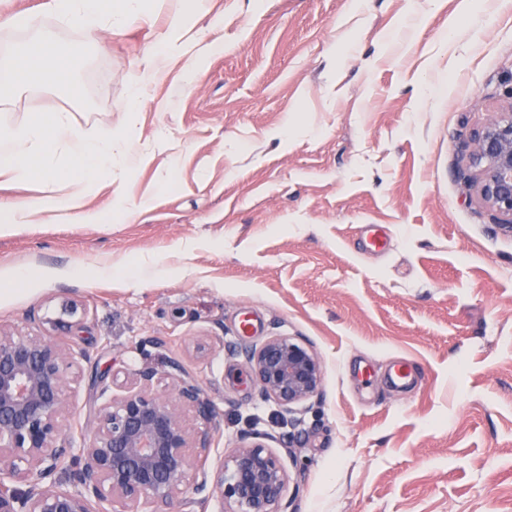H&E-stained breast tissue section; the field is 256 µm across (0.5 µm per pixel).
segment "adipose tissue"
Masks as SVG:
<instances>
[{"label": "adipose tissue", "mask_w": 512, "mask_h": 512, "mask_svg": "<svg viewBox=\"0 0 512 512\" xmlns=\"http://www.w3.org/2000/svg\"><path fill=\"white\" fill-rule=\"evenodd\" d=\"M46 7L62 23L81 29L90 39L104 26L121 28L149 16L147 0H120L110 10L103 9L102 0H47ZM62 52L78 58L84 47L76 43L62 49L49 35L33 34L0 59V85L21 89L68 83L62 69L53 64ZM73 136L74 128L65 112H51L17 128L0 126V180L25 182L39 172L58 187L57 195L52 197L0 202V235L48 218L71 224L87 221L85 184L111 174L113 167L125 164L127 158L116 152L112 137L85 138L80 142V175L59 172L51 166V157L56 151L68 149Z\"/></svg>", "instance_id": "obj_1"}]
</instances>
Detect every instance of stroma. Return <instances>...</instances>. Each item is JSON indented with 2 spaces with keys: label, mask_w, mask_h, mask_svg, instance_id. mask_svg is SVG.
<instances>
[{
  "label": "stroma",
  "mask_w": 512,
  "mask_h": 512,
  "mask_svg": "<svg viewBox=\"0 0 512 512\" xmlns=\"http://www.w3.org/2000/svg\"><path fill=\"white\" fill-rule=\"evenodd\" d=\"M44 3L0 15L85 42ZM170 21L101 30L81 98L0 89V124L63 110L137 156L89 184L96 222L0 235V325L90 356L66 432L91 433L114 374L171 394L176 361L216 408L207 467L261 434L295 512H512V237L457 175L512 98V0H206L189 35L217 52L168 61L129 112ZM70 306L80 328L52 327ZM272 336L322 365L296 424L246 373ZM159 75V70L154 67L139 68L134 71L130 85L129 112L136 110V105L145 88L154 82Z\"/></svg>",
  "instance_id": "35a3bbf8"
}]
</instances>
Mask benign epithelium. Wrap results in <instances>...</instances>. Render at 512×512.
I'll list each match as a JSON object with an SVG mask.
<instances>
[{
    "label": "benign epithelium",
    "mask_w": 512,
    "mask_h": 512,
    "mask_svg": "<svg viewBox=\"0 0 512 512\" xmlns=\"http://www.w3.org/2000/svg\"><path fill=\"white\" fill-rule=\"evenodd\" d=\"M469 168L481 199L512 234V109L477 130ZM85 349L62 346L37 333L0 327V512H147L218 498L227 512H288L290 475L260 441L236 448L213 472L201 457L212 444L215 407L180 364L175 394L153 389L156 372L144 366L100 388L98 421L77 444L60 419L73 409ZM247 373L260 395L288 413L317 396L322 368L315 353L288 336H272L246 351ZM72 471L64 487L56 475Z\"/></svg>",
    "instance_id": "1"
}]
</instances>
